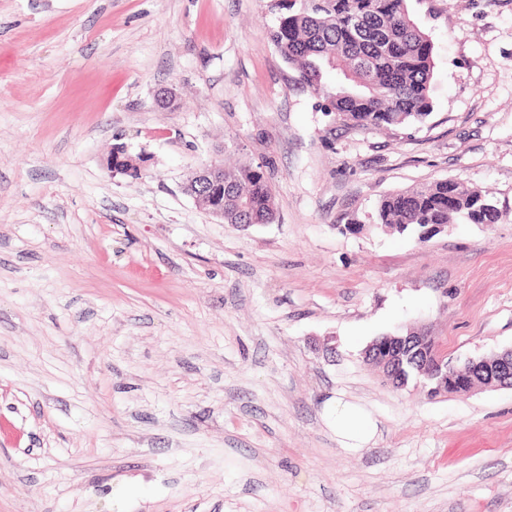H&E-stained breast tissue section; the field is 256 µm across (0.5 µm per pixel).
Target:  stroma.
Wrapping results in <instances>:
<instances>
[{"label": "stroma", "instance_id": "1", "mask_svg": "<svg viewBox=\"0 0 512 512\" xmlns=\"http://www.w3.org/2000/svg\"><path fill=\"white\" fill-rule=\"evenodd\" d=\"M408 6L433 111L375 129L298 83L272 0H0V512H512V389L364 359L407 328L459 367L512 347V0ZM208 160L266 166L275 220L197 207ZM444 179L497 222L370 224ZM336 432L352 448L368 444L375 432V424L368 413L356 405L336 402Z\"/></svg>", "mask_w": 512, "mask_h": 512}]
</instances>
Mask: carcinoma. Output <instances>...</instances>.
I'll list each match as a JSON object with an SVG mask.
<instances>
[{
    "mask_svg": "<svg viewBox=\"0 0 512 512\" xmlns=\"http://www.w3.org/2000/svg\"><path fill=\"white\" fill-rule=\"evenodd\" d=\"M274 45L298 72L300 84L324 97L325 111L359 127L407 126L433 110V44L407 0H301L276 3ZM331 71L343 83L330 90ZM224 223L269 224L275 202L265 170L249 162L224 169ZM487 195L448 180L383 197L370 223L419 242L424 224H494Z\"/></svg>",
    "mask_w": 512,
    "mask_h": 512,
    "instance_id": "1",
    "label": "carcinoma"
}]
</instances>
